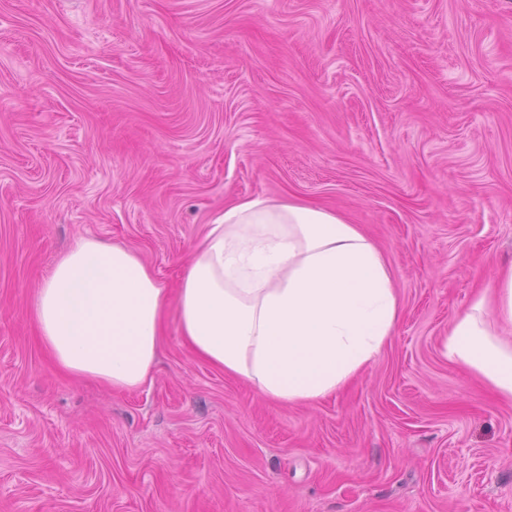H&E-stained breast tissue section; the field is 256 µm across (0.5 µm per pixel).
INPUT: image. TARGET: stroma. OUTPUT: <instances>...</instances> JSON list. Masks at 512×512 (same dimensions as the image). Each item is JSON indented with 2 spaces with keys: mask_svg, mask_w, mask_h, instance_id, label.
<instances>
[{
  "mask_svg": "<svg viewBox=\"0 0 512 512\" xmlns=\"http://www.w3.org/2000/svg\"><path fill=\"white\" fill-rule=\"evenodd\" d=\"M336 211L393 336L286 405L199 359L73 379L31 300L80 238L168 290L236 198ZM512 265V0H0V512H512V402L445 352Z\"/></svg>",
  "mask_w": 512,
  "mask_h": 512,
  "instance_id": "stroma-1",
  "label": "stroma"
}]
</instances>
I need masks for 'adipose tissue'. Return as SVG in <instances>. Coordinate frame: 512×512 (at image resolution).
I'll use <instances>...</instances> for the list:
<instances>
[{
  "mask_svg": "<svg viewBox=\"0 0 512 512\" xmlns=\"http://www.w3.org/2000/svg\"><path fill=\"white\" fill-rule=\"evenodd\" d=\"M448 330L446 354L512 398V270ZM169 300L132 249L80 239L35 292L44 346L70 376L112 389L152 378ZM182 337L203 360L264 397L333 394L382 351L402 306L375 244L336 211L245 198L214 215L177 292Z\"/></svg>",
  "mask_w": 512,
  "mask_h": 512,
  "instance_id": "1",
  "label": "adipose tissue"
}]
</instances>
